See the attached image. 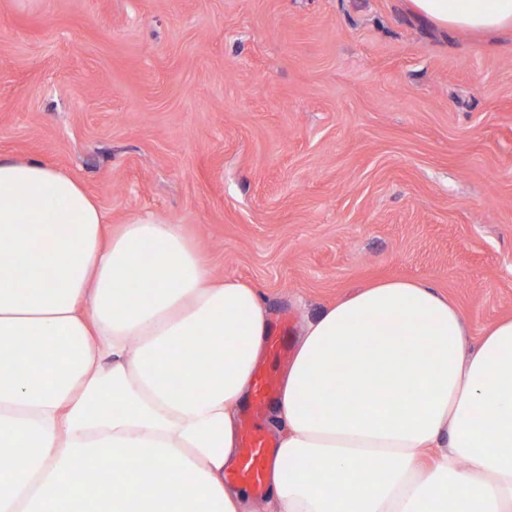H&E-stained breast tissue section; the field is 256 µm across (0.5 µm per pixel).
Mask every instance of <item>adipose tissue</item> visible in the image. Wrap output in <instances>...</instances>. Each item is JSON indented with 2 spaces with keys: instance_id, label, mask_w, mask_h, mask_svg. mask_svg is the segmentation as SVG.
I'll list each match as a JSON object with an SVG mask.
<instances>
[{
  "instance_id": "obj_1",
  "label": "adipose tissue",
  "mask_w": 512,
  "mask_h": 512,
  "mask_svg": "<svg viewBox=\"0 0 512 512\" xmlns=\"http://www.w3.org/2000/svg\"><path fill=\"white\" fill-rule=\"evenodd\" d=\"M406 3L512 30V0ZM270 325L261 290L213 278L181 225L108 228L69 173L0 155V443L20 451L0 512H247L225 475ZM468 336L423 279L307 322L272 406L269 512H512V318ZM91 452L111 483L83 471Z\"/></svg>"
}]
</instances>
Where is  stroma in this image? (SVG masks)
<instances>
[{
  "label": "stroma",
  "mask_w": 512,
  "mask_h": 512,
  "mask_svg": "<svg viewBox=\"0 0 512 512\" xmlns=\"http://www.w3.org/2000/svg\"><path fill=\"white\" fill-rule=\"evenodd\" d=\"M0 153L184 225L289 342L380 279L512 317V30L404 0H0Z\"/></svg>",
  "instance_id": "1"
}]
</instances>
